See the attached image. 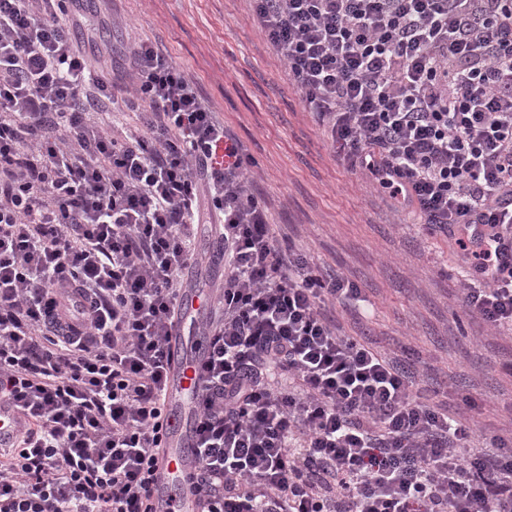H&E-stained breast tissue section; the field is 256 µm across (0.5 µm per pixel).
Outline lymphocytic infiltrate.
Masks as SVG:
<instances>
[{"instance_id":"1","label":"lymphocytic infiltrate","mask_w":512,"mask_h":512,"mask_svg":"<svg viewBox=\"0 0 512 512\" xmlns=\"http://www.w3.org/2000/svg\"><path fill=\"white\" fill-rule=\"evenodd\" d=\"M81 0H0V512H153L167 344L201 219L224 286L199 401L198 512H512V439L470 397L341 332L361 290L278 246L228 134L150 41L106 77ZM339 160L451 238L460 301L512 328V0H253ZM132 112L142 129L116 121ZM482 234H474V226ZM24 418L21 412L10 402L0 399V451L10 447L23 430Z\"/></svg>"}]
</instances>
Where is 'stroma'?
<instances>
[{"label": "stroma", "mask_w": 512, "mask_h": 512, "mask_svg": "<svg viewBox=\"0 0 512 512\" xmlns=\"http://www.w3.org/2000/svg\"><path fill=\"white\" fill-rule=\"evenodd\" d=\"M148 37L190 80L242 149V162L276 231L322 271L356 283L371 305L337 309L343 331L421 352L449 400L482 402L478 428L512 435V339L491 337L458 302L465 273L454 246L398 213L384 190L336 160L327 135L301 101L285 63L254 22L252 0H86L71 31L78 49L112 55L130 30ZM202 226L197 263L183 281L218 288L224 268Z\"/></svg>", "instance_id": "stroma-1"}]
</instances>
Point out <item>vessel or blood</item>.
Masks as SVG:
<instances>
[{"label":"vessel or blood","mask_w":512,"mask_h":512,"mask_svg":"<svg viewBox=\"0 0 512 512\" xmlns=\"http://www.w3.org/2000/svg\"><path fill=\"white\" fill-rule=\"evenodd\" d=\"M211 305L208 295L188 290L182 300L181 319L169 337L170 365L166 384V444L154 468L150 499L155 512H197L198 496L189 477L198 466L196 412L189 402L203 392L200 372L209 354L206 337L189 341V320ZM24 427L21 412L0 399V449L10 447Z\"/></svg>","instance_id":"vessel-or-blood-1"}]
</instances>
